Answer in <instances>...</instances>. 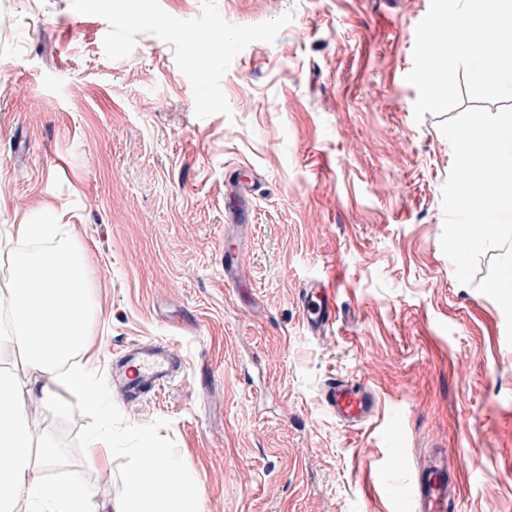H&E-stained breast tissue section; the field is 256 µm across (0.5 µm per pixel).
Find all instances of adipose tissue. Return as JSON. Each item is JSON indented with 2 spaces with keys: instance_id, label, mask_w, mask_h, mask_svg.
<instances>
[{
  "instance_id": "ef3b65f1",
  "label": "adipose tissue",
  "mask_w": 512,
  "mask_h": 512,
  "mask_svg": "<svg viewBox=\"0 0 512 512\" xmlns=\"http://www.w3.org/2000/svg\"><path fill=\"white\" fill-rule=\"evenodd\" d=\"M60 232L56 224H13L8 241L12 282L0 293V307L9 323L0 329V348L20 355L33 372L21 383L0 371V512H94L92 489L77 476L67 482L45 483L31 476L34 463L55 465L57 450L43 444L31 450L27 411L38 401L67 414L69 395H78L84 409L108 416L103 390L90 378L101 361L86 333L94 313L88 280L90 264L84 252L65 246L41 249ZM133 464L125 475L120 498H105L106 512H199L193 480L179 459L142 439L130 449Z\"/></svg>"
}]
</instances>
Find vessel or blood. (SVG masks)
<instances>
[{
    "mask_svg": "<svg viewBox=\"0 0 512 512\" xmlns=\"http://www.w3.org/2000/svg\"><path fill=\"white\" fill-rule=\"evenodd\" d=\"M224 255L226 281L235 284L246 281L247 264L242 252L228 246ZM302 305L308 333L326 335L336 322L337 305L324 280L315 279L307 283ZM179 366L171 346L156 342L136 343L124 350L117 380L125 393L135 398L166 385ZM324 400L337 420L350 427L369 421L379 409L376 393L359 381L328 383ZM459 486L460 470L452 463L447 450L441 449L417 468L406 494L415 512H455Z\"/></svg>",
    "mask_w": 512,
    "mask_h": 512,
    "instance_id": "b4317fda",
    "label": "vessel or blood"
}]
</instances>
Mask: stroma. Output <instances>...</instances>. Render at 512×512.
I'll return each mask as SVG.
<instances>
[{
  "label": "stroma",
  "mask_w": 512,
  "mask_h": 512,
  "mask_svg": "<svg viewBox=\"0 0 512 512\" xmlns=\"http://www.w3.org/2000/svg\"><path fill=\"white\" fill-rule=\"evenodd\" d=\"M430 0H0V232L31 219L90 255L109 420L33 404L49 483L120 496L129 449L181 459L202 512H410L434 449L463 475L457 512H512V346L499 305L443 253L453 163L415 119V29ZM220 35L213 52H196ZM249 184L248 220L224 192ZM250 279H224V246ZM336 294L310 335L302 291ZM172 345V382L128 401L125 346ZM373 389L339 423L329 379ZM112 451L90 466L100 430ZM303 321L313 336H324L336 322V298L322 279L307 283L302 294ZM324 400L336 419L350 427L364 424L379 409L376 393L360 381L338 380L328 383Z\"/></svg>",
  "instance_id": "stroma-1"
}]
</instances>
